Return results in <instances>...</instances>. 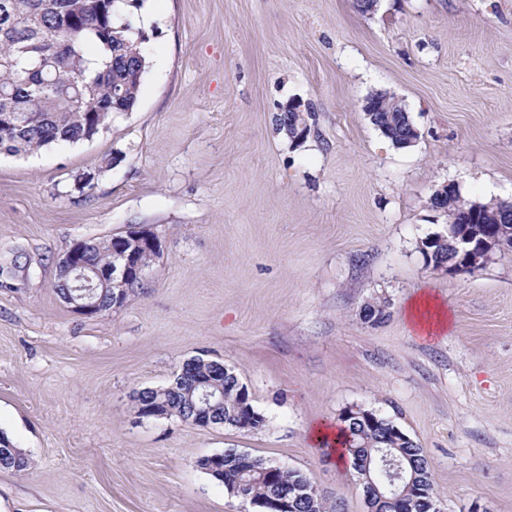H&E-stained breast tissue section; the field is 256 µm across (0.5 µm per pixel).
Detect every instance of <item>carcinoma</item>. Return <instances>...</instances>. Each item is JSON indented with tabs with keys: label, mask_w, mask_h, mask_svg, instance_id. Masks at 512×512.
Listing matches in <instances>:
<instances>
[{
	"label": "carcinoma",
	"mask_w": 512,
	"mask_h": 512,
	"mask_svg": "<svg viewBox=\"0 0 512 512\" xmlns=\"http://www.w3.org/2000/svg\"><path fill=\"white\" fill-rule=\"evenodd\" d=\"M144 0H0V58L10 64L0 65V113H17L22 132L11 140L0 134V153L11 150L24 154L66 142L77 144L106 131L112 114L133 111L139 96L146 57L143 44L146 31L136 27L131 16L141 10ZM83 93L87 110L93 113L89 125L72 121L71 102ZM372 125L399 147L409 133V113L398 112L388 102H379ZM276 125L295 137L297 128L307 119L297 112L275 117ZM431 208L448 216V223L460 224L470 218L469 210L478 207L489 224L512 225V201L500 200L475 204L466 200L454 185L443 198L433 197ZM423 257L431 265L455 264L460 253L448 240L428 246ZM83 260L91 266H103L111 260L109 240H91ZM139 283L117 284L96 290L97 298L106 305L112 295L127 296ZM388 316V302L375 299L366 303L362 318L372 324ZM214 363L194 357L185 363L183 382L177 390L169 386L145 388L136 399L162 404L176 416L191 409L197 400L195 383L204 378L224 387V401L215 406L214 415L224 420V427L253 433L265 426V418L249 424L254 409L250 396L242 393L241 380L234 369L224 375H213ZM348 439L345 447L353 457L359 477L368 470L367 491L378 498L377 488L387 481L380 458L388 452L401 462L404 477L414 479L419 489L393 503L382 502L378 512H431L430 504L438 498L432 474L423 450L393 420L358 405L341 415ZM304 485V497L294 501L292 512H344L314 489L300 472L274 467L260 457L234 448L224 450V488L232 496L238 489L252 499H267L280 491Z\"/></svg>",
	"instance_id": "carcinoma-1"
}]
</instances>
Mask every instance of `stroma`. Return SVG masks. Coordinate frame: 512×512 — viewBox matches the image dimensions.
<instances>
[{
	"mask_svg": "<svg viewBox=\"0 0 512 512\" xmlns=\"http://www.w3.org/2000/svg\"><path fill=\"white\" fill-rule=\"evenodd\" d=\"M147 0L133 111L93 140L0 154V512H254L197 462L235 448L366 512L354 470L311 439L358 405L420 448L442 512H512V253L426 267L435 190L512 200V0ZM385 91L419 131L392 145ZM311 116L295 143L274 122ZM96 176L87 194L79 175ZM154 231L163 252L121 308L59 298L76 241ZM447 328L415 329L410 299ZM387 299L371 324L362 306ZM203 357L233 368L265 427L143 418L133 394ZM300 110L301 104L299 102H293L284 109L283 112L285 113L275 117V122L276 125L280 127L279 129L282 128L288 130V135L292 139L296 136L297 128H299L301 124L306 126L308 131H310L307 119Z\"/></svg>",
	"mask_w": 512,
	"mask_h": 512,
	"instance_id": "obj_1",
	"label": "stroma"
}]
</instances>
